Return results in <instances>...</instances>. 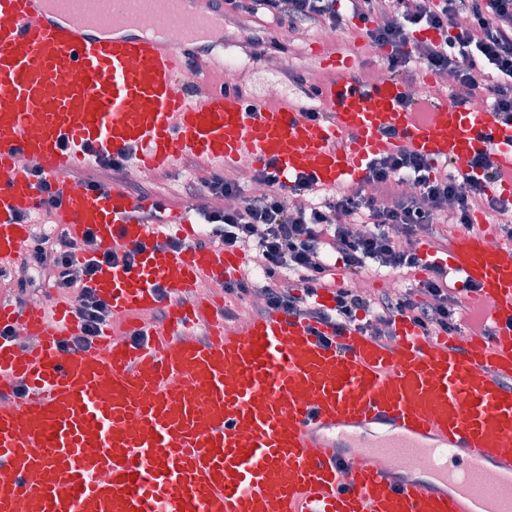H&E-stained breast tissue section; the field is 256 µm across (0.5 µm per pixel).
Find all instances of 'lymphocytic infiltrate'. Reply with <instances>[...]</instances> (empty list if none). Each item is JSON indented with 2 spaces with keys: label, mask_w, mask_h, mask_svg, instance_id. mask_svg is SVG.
Instances as JSON below:
<instances>
[{
  "label": "lymphocytic infiltrate",
  "mask_w": 512,
  "mask_h": 512,
  "mask_svg": "<svg viewBox=\"0 0 512 512\" xmlns=\"http://www.w3.org/2000/svg\"><path fill=\"white\" fill-rule=\"evenodd\" d=\"M351 11V17L366 22L367 40L385 50L390 77L410 85L418 69H426L440 80H453V104H471L483 89L491 94L494 110L512 118V0H351ZM261 17L267 25L253 41L263 58L287 55L289 35L314 27L341 33L351 18L339 11L337 0H224L228 22ZM416 27L437 32V39L411 40ZM470 167L471 176L461 178L412 153L385 155L368 163L363 187L344 188L303 207L291 198L312 191L311 177L299 175L285 186L271 163L254 170L251 179L259 189L250 194L234 173L209 174L187 183L185 191L192 196L204 188L216 196L239 198L232 208L202 209L210 230L197 244L254 250L263 284L244 276L226 284L224 292L254 301L256 314L296 313L337 332L354 326L385 341L393 338L392 325L399 317L431 333L460 335L482 316L455 295L444 267L424 266L418 245L426 236L434 248H443L448 236L435 229L436 219L452 228L466 226L479 209L499 224L504 245L512 244V200L488 191L489 183L502 177L491 153L475 156ZM395 171L401 181L392 180ZM352 219L361 223V230H350ZM77 249L66 232L40 235L20 258L23 275L16 288L26 294L39 275L48 287L69 296L82 324L74 343L86 346L112 322L110 305L90 288V281L116 259L133 263L138 250L119 256L93 248L82 263L75 258ZM339 264L350 278L341 287L332 277ZM423 267L427 277L402 292L373 293L355 285L368 271ZM327 288L334 294L329 308L316 301Z\"/></svg>",
  "instance_id": "f902f5d3"
}]
</instances>
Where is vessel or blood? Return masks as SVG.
<instances>
[{"label": "vessel or blood", "mask_w": 512, "mask_h": 512, "mask_svg": "<svg viewBox=\"0 0 512 512\" xmlns=\"http://www.w3.org/2000/svg\"><path fill=\"white\" fill-rule=\"evenodd\" d=\"M222 2L0 0V275L35 236L41 177L71 241L90 230L101 248H142L92 279L126 319L92 347L73 345L68 299L0 297V330L36 339L0 337V512H512V249L486 228L453 237L440 263L476 286L487 334L401 317L386 342L283 312L241 327L202 287L237 280L243 257L197 246L190 209L149 224L152 199L73 180L103 154L154 173L271 161L285 183L307 173L326 190L402 150L464 175L492 147L512 172L511 119L444 98L418 112L397 79L355 78L358 51L318 57L338 79L318 84L316 118L225 82ZM147 13L158 32L140 28ZM164 291L158 326L146 316Z\"/></svg>", "instance_id": "obj_1"}]
</instances>
